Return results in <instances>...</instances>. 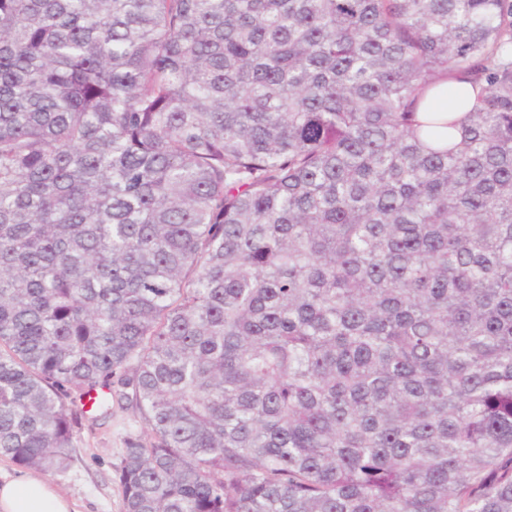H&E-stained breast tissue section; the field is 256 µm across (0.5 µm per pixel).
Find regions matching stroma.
Segmentation results:
<instances>
[{
	"mask_svg": "<svg viewBox=\"0 0 512 512\" xmlns=\"http://www.w3.org/2000/svg\"><path fill=\"white\" fill-rule=\"evenodd\" d=\"M138 412L124 403L84 406L68 466L48 479L77 512H121L116 469L130 434H145Z\"/></svg>",
	"mask_w": 512,
	"mask_h": 512,
	"instance_id": "obj_1",
	"label": "stroma"
}]
</instances>
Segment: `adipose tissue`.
<instances>
[{"label": "adipose tissue", "instance_id": "1", "mask_svg": "<svg viewBox=\"0 0 512 512\" xmlns=\"http://www.w3.org/2000/svg\"><path fill=\"white\" fill-rule=\"evenodd\" d=\"M0 512H76L74 505L46 479L0 473Z\"/></svg>", "mask_w": 512, "mask_h": 512}]
</instances>
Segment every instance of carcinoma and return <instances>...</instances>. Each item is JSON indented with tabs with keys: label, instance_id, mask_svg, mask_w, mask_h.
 I'll list each match as a JSON object with an SVG mask.
<instances>
[{
	"label": "carcinoma",
	"instance_id": "1",
	"mask_svg": "<svg viewBox=\"0 0 512 512\" xmlns=\"http://www.w3.org/2000/svg\"><path fill=\"white\" fill-rule=\"evenodd\" d=\"M100 387L122 512H512V0H0V457ZM439 89L442 90V93L432 102V107L435 111L448 112V110H456L459 115H463L470 109V101L474 95L470 85L459 84L448 88V83H441Z\"/></svg>",
	"mask_w": 512,
	"mask_h": 512
}]
</instances>
